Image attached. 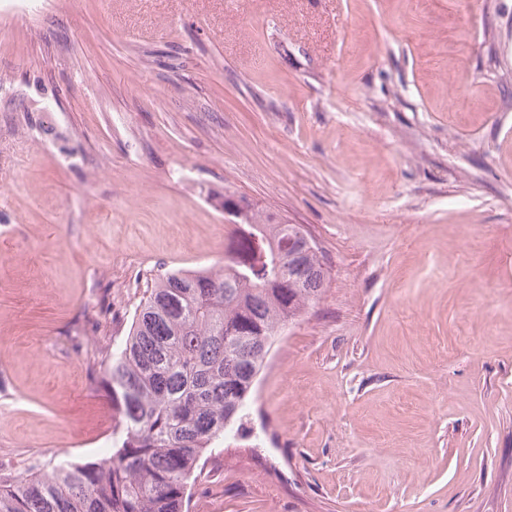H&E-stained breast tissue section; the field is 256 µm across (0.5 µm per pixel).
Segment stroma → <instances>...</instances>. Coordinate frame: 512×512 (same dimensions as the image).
<instances>
[{
    "label": "stroma",
    "mask_w": 512,
    "mask_h": 512,
    "mask_svg": "<svg viewBox=\"0 0 512 512\" xmlns=\"http://www.w3.org/2000/svg\"><path fill=\"white\" fill-rule=\"evenodd\" d=\"M228 194L329 278L191 512H512V0H0V477L100 459Z\"/></svg>",
    "instance_id": "1"
}]
</instances>
